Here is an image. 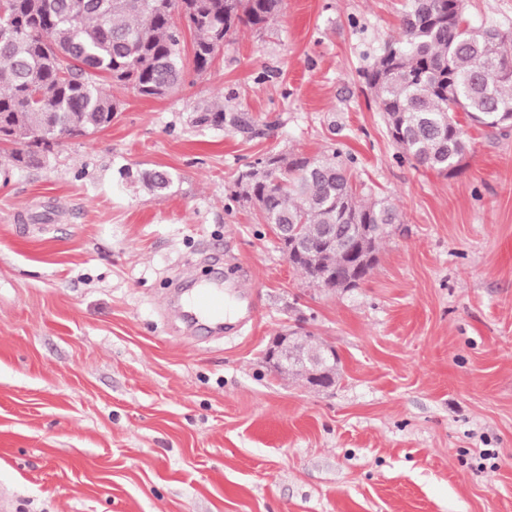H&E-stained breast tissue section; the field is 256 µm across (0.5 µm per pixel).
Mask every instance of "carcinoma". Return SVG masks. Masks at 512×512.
<instances>
[{
    "label": "carcinoma",
    "mask_w": 512,
    "mask_h": 512,
    "mask_svg": "<svg viewBox=\"0 0 512 512\" xmlns=\"http://www.w3.org/2000/svg\"><path fill=\"white\" fill-rule=\"evenodd\" d=\"M5 0L0 19V139L15 145L11 162L25 167L47 157L60 137L108 127L119 103L98 78L161 98L184 81L183 29L193 35L192 64L206 71L216 50L242 25L261 28L282 0ZM367 84L387 131L402 155L445 175L457 172L469 142L456 119L462 111L497 129L512 111V50L490 43L469 26L462 0H411L402 32L383 50ZM340 153L330 157L272 155L239 175L234 197L259 208L264 223L290 224L317 244L327 224H372L375 254L400 213L387 200H363ZM162 190L169 173L142 175ZM344 249L332 243L293 264L311 285L319 270L342 266Z\"/></svg>",
    "instance_id": "cac0c4a2"
}]
</instances>
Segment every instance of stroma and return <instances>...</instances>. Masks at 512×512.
<instances>
[{
    "label": "stroma",
    "mask_w": 512,
    "mask_h": 512,
    "mask_svg": "<svg viewBox=\"0 0 512 512\" xmlns=\"http://www.w3.org/2000/svg\"><path fill=\"white\" fill-rule=\"evenodd\" d=\"M407 0H283L160 99L104 80L109 127L17 168L0 144V494L12 512H512V126L460 116L450 176L401 159L364 75ZM512 34V0H464ZM220 105L244 125L199 123ZM341 149L399 210L348 291L309 286L245 166ZM167 171L161 192L141 172ZM224 258L221 335L170 280ZM336 349L328 390L270 372L273 336ZM492 450L493 465L481 455Z\"/></svg>",
    "instance_id": "obj_1"
}]
</instances>
